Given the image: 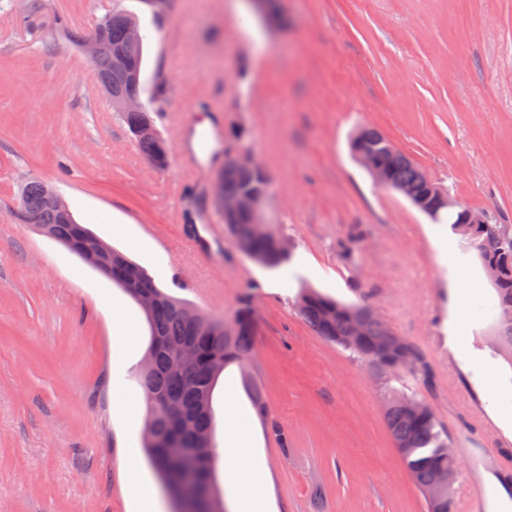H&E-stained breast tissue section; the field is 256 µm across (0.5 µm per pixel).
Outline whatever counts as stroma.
Instances as JSON below:
<instances>
[{
    "instance_id": "35a3bbf8",
    "label": "stroma",
    "mask_w": 512,
    "mask_h": 512,
    "mask_svg": "<svg viewBox=\"0 0 512 512\" xmlns=\"http://www.w3.org/2000/svg\"><path fill=\"white\" fill-rule=\"evenodd\" d=\"M119 4L149 29L142 99L171 146L164 170L142 156L78 45L29 33L23 0H0V512H137L127 487L154 477L147 459L134 473L126 465L148 415L135 380L145 317L17 221L31 178L55 184L78 223L203 311L232 316L251 293L253 351L215 387V442L233 401L265 512H426L387 428L393 386L414 388L450 433L457 504L512 512V430L474 370L492 367L512 402L495 291L451 225L376 185L348 149L375 127L459 202L512 225V0H287L275 22L249 0H174L158 32L139 0H44L86 35ZM228 147L250 150L272 177L264 217L291 249L280 268L193 232L222 222L211 189ZM457 274L469 288L461 303ZM304 285L372 306L422 353L430 384L406 372L387 382L323 340L294 305ZM117 307L133 342L112 333ZM118 365L133 398L123 407Z\"/></svg>"
}]
</instances>
